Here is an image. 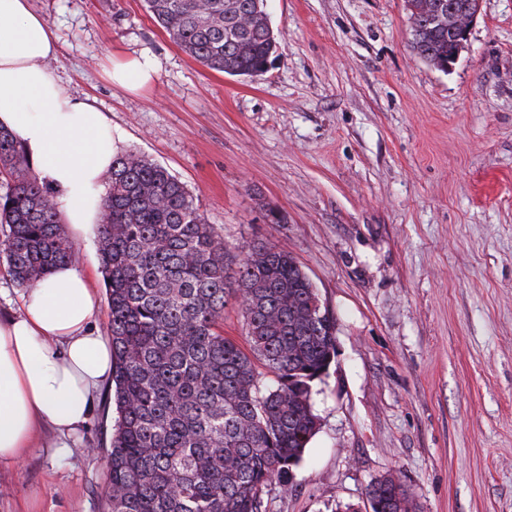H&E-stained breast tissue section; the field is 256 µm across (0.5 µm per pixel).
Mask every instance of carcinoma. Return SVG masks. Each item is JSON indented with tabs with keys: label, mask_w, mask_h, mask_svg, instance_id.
<instances>
[{
	"label": "carcinoma",
	"mask_w": 512,
	"mask_h": 512,
	"mask_svg": "<svg viewBox=\"0 0 512 512\" xmlns=\"http://www.w3.org/2000/svg\"><path fill=\"white\" fill-rule=\"evenodd\" d=\"M170 40L202 65L253 79L278 57L267 0H143ZM412 45L439 68L448 25L436 0H406ZM0 257L29 288L76 260L48 188L0 128ZM100 267L112 340L115 433L106 512H262L288 489L319 428L316 383L336 357V319L286 250L224 244L187 186L134 151L112 160ZM248 349L224 335L229 299ZM376 512H412L389 475L369 486Z\"/></svg>",
	"instance_id": "carcinoma-1"
}]
</instances>
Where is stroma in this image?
I'll use <instances>...</instances> for the list:
<instances>
[{
  "instance_id": "1",
  "label": "stroma",
  "mask_w": 512,
  "mask_h": 512,
  "mask_svg": "<svg viewBox=\"0 0 512 512\" xmlns=\"http://www.w3.org/2000/svg\"><path fill=\"white\" fill-rule=\"evenodd\" d=\"M65 89L175 174L228 247L288 251L336 320L320 425L263 512H333L400 477L415 512H512V0H482L452 69L411 45L405 0H268L260 77L203 67L143 0H32ZM159 62L131 93L112 54ZM109 389L57 452L0 464V512H102Z\"/></svg>"
}]
</instances>
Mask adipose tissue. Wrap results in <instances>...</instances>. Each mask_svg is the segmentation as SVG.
<instances>
[{
    "instance_id": "ef3b65f1",
    "label": "adipose tissue",
    "mask_w": 512,
    "mask_h": 512,
    "mask_svg": "<svg viewBox=\"0 0 512 512\" xmlns=\"http://www.w3.org/2000/svg\"><path fill=\"white\" fill-rule=\"evenodd\" d=\"M56 37L31 0H0V127L13 133L74 236L103 219V194L126 132L93 103L63 92L49 65ZM105 74L130 92L149 88V54L111 55ZM0 320V463H19L36 422L59 438L89 419L112 376V347L91 330L99 298L78 263L56 265Z\"/></svg>"
}]
</instances>
